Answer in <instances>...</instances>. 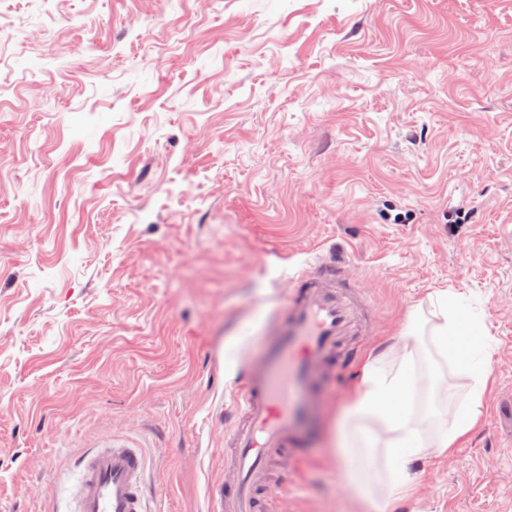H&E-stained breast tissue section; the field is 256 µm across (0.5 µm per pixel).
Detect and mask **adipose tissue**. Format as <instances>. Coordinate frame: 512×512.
<instances>
[{
	"label": "adipose tissue",
	"instance_id": "adipose-tissue-1",
	"mask_svg": "<svg viewBox=\"0 0 512 512\" xmlns=\"http://www.w3.org/2000/svg\"><path fill=\"white\" fill-rule=\"evenodd\" d=\"M433 316V345L440 352H451L457 369L473 380L463 416L442 423L433 434L424 433L414 411L421 349L410 332L369 358L362 384L346 408L342 455L352 481L376 512L409 494L411 462L430 453L447 454L481 413L488 368L473 361L475 331L463 324L447 293H439Z\"/></svg>",
	"mask_w": 512,
	"mask_h": 512
}]
</instances>
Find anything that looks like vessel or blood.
<instances>
[{
  "label": "vessel or blood",
  "instance_id": "b4317fda",
  "mask_svg": "<svg viewBox=\"0 0 512 512\" xmlns=\"http://www.w3.org/2000/svg\"><path fill=\"white\" fill-rule=\"evenodd\" d=\"M371 301L331 258L293 282L277 334L260 366L245 367L230 395L233 423L224 435L227 475L210 512H268L272 465L294 457L328 374L359 355L356 342ZM70 512H150L142 449L110 440L79 456Z\"/></svg>",
  "mask_w": 512,
  "mask_h": 512
}]
</instances>
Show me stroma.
Returning <instances> with one entry per match:
<instances>
[{"mask_svg": "<svg viewBox=\"0 0 512 512\" xmlns=\"http://www.w3.org/2000/svg\"><path fill=\"white\" fill-rule=\"evenodd\" d=\"M329 256L373 304L364 356L424 338L419 416L469 390L437 291L490 351L477 423L388 512H512V0H0V512H65L113 438L156 512H209L231 390ZM364 367L276 512H372L336 448Z\"/></svg>", "mask_w": 512, "mask_h": 512, "instance_id": "obj_1", "label": "stroma"}]
</instances>
